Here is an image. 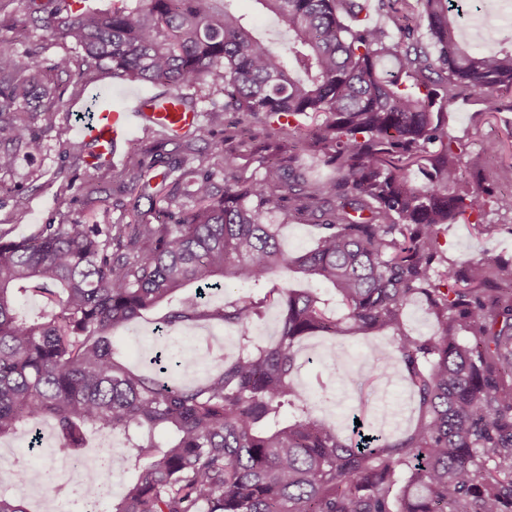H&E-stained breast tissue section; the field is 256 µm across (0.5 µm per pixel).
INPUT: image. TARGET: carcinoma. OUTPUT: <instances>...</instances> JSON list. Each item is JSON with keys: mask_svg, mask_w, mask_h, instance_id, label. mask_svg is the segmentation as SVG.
<instances>
[{"mask_svg": "<svg viewBox=\"0 0 512 512\" xmlns=\"http://www.w3.org/2000/svg\"><path fill=\"white\" fill-rule=\"evenodd\" d=\"M85 2L27 0L19 24L117 79L179 94L206 85L224 96L210 112L231 110L237 122L196 166L192 141L208 129L179 136L181 158L155 188L153 165L137 162L131 224L0 235V438L50 420L59 451L80 459L90 432L123 431L128 448L106 449L82 487L97 503L109 464L131 468L111 512H512V262L484 255L437 268L443 225L482 232L488 206L512 212V194L465 182L466 145L448 135L447 115L451 87L500 110L512 39L489 53L461 44L451 0H379L393 32L368 22L367 0H256L286 26L281 50L242 23L235 0H115L108 12ZM40 95L50 91L37 53L1 48V172L41 153L30 125ZM254 119L285 141L244 180L233 155L259 136ZM308 152L335 176L310 182L296 166ZM277 211L318 226L312 249L282 248ZM162 216L175 221L153 223ZM290 273L307 287L278 289L274 344L251 340L252 302L205 301L226 281L255 288ZM29 295L45 300L34 315L18 306ZM421 298L436 319L429 336L402 322ZM162 304L169 331L219 323L239 334L238 354L193 384L165 381L194 368L187 357L155 360L152 377L126 366L112 330ZM345 329L389 334L418 408L404 435L344 438L312 417L306 388L290 379L302 337ZM159 430L173 440L159 443ZM10 467L57 494L67 487L32 465ZM0 512L31 510L0 495Z\"/></svg>", "mask_w": 512, "mask_h": 512, "instance_id": "carcinoma-1", "label": "carcinoma"}]
</instances>
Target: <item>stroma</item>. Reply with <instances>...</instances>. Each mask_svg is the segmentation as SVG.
I'll list each match as a JSON object with an SVG mask.
<instances>
[{"instance_id": "35a3bbf8", "label": "stroma", "mask_w": 512, "mask_h": 512, "mask_svg": "<svg viewBox=\"0 0 512 512\" xmlns=\"http://www.w3.org/2000/svg\"><path fill=\"white\" fill-rule=\"evenodd\" d=\"M24 0H0V48L18 52L38 49L44 64H51L61 55L70 56V74L55 82L60 96L58 102L41 103L34 115L33 128L42 139L43 150L34 161H25L14 171L0 172V183L6 184L0 193V235L7 239L26 238L37 234L43 225L63 221L83 224H129L134 219V194L127 179L114 178L87 166L73 153L71 145L79 141L84 110L92 96L112 98L123 90V82L89 68L78 50L70 44L51 41L42 31L30 30L18 35L6 24L7 17L24 12ZM199 96L203 111L201 123L211 134L196 141V156L206 159L223 145L224 130L231 127L235 116L230 112L209 114L205 86L192 87ZM504 107L494 115L480 112L469 91L457 90L448 104V132L467 144L470 151H484L483 167L478 175L482 185L495 194H512V176L505 169L512 164V94L503 96ZM496 142L500 151L487 152L489 143ZM136 146V157L151 161L153 167L147 177L151 184H159L175 161L177 152L169 136L138 129L127 140ZM99 186L95 202L85 197L86 182ZM488 229L477 233L472 225L457 222L448 225L440 234L442 256L445 260L460 262L465 259L493 254L512 259V213L488 207L484 217ZM223 301L246 299L257 304L259 318L254 319L251 335L255 341L270 343L279 331L280 305L278 293L269 287L248 288L227 284ZM164 309H155L142 319L130 323L112 335V345L124 359L135 367H143L156 351L195 357L198 366L188 373L178 374V381L193 383L202 379L221 357L237 353L236 333L217 323L201 324L196 333L181 335L159 332ZM295 383L306 387L315 414L342 435H349L348 420L353 416L380 426L379 408L391 406L400 411L399 425L390 427L393 435L404 433L417 417L416 405L402 366L391 357L390 339L382 333L364 338L349 337L336 344L327 336H309L298 346ZM379 353L384 360L383 370L368 365L371 353ZM351 375L352 383H343L344 375Z\"/></svg>"}]
</instances>
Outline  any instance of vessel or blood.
Returning <instances> with one entry per match:
<instances>
[{"label": "vessel or blood", "mask_w": 512, "mask_h": 512, "mask_svg": "<svg viewBox=\"0 0 512 512\" xmlns=\"http://www.w3.org/2000/svg\"><path fill=\"white\" fill-rule=\"evenodd\" d=\"M199 123V113L185 110L180 96L154 97L140 93L115 101L111 108L99 112L92 123L86 124L84 131L93 156L112 163L119 157L123 143L138 128L177 133Z\"/></svg>", "instance_id": "1"}]
</instances>
